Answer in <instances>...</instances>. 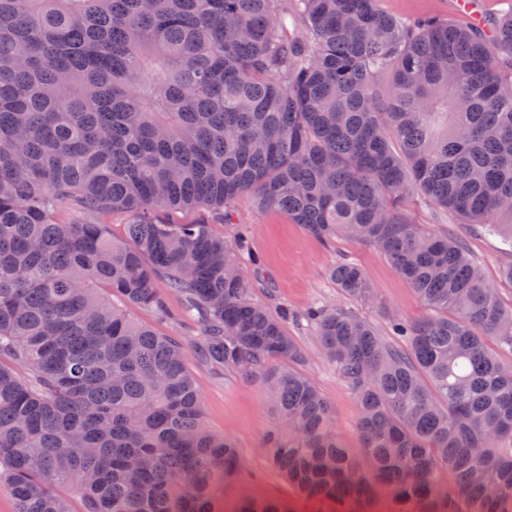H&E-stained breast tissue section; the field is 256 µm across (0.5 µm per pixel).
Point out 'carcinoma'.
I'll use <instances>...</instances> for the list:
<instances>
[{
  "instance_id": "1",
  "label": "carcinoma",
  "mask_w": 512,
  "mask_h": 512,
  "mask_svg": "<svg viewBox=\"0 0 512 512\" xmlns=\"http://www.w3.org/2000/svg\"><path fill=\"white\" fill-rule=\"evenodd\" d=\"M378 2L0 0V486L16 512H71L72 495L83 512H220L244 467L206 424L190 350L262 383L264 452L305 498L512 512V366L493 350L512 348V312L465 242L407 206L505 227L512 249V8L479 27ZM245 193L378 250L427 309L396 325L401 345L350 310L302 316L357 400L358 455L288 311L253 299L241 240L162 218L230 223ZM331 278L372 301L357 264ZM164 289L201 325L188 348L131 313L167 314ZM232 512L290 508L245 494Z\"/></svg>"
}]
</instances>
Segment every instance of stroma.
<instances>
[{"label":"stroma","mask_w":512,"mask_h":512,"mask_svg":"<svg viewBox=\"0 0 512 512\" xmlns=\"http://www.w3.org/2000/svg\"><path fill=\"white\" fill-rule=\"evenodd\" d=\"M409 216L439 235L466 240L481 264L485 281L497 289L504 308L512 307V282L501 275L502 266L512 258L504 253L499 234L473 233L447 211L417 200L411 202ZM212 229L228 241L234 240L239 231H246L242 262L255 298L266 303L272 313L283 308L294 313L287 331L307 353L303 370L335 407L337 434L349 446H357L356 399L322 354L314 333L298 323L297 317L315 306L342 307L372 323L386 338L393 320L424 314L420 299L378 251L344 235L330 242L317 239L304 225L292 223L279 212L258 208L251 195L238 200L233 223L216 221ZM346 260L363 269L375 296L374 304L344 298L332 282L331 267ZM189 370L204 399L209 427L230 438L244 458L247 479L224 483L219 495L225 505L234 504L245 489L256 498L288 502L294 512H317L316 506L299 496L262 451L263 436L275 419L261 385L194 359L189 362Z\"/></svg>","instance_id":"1"}]
</instances>
